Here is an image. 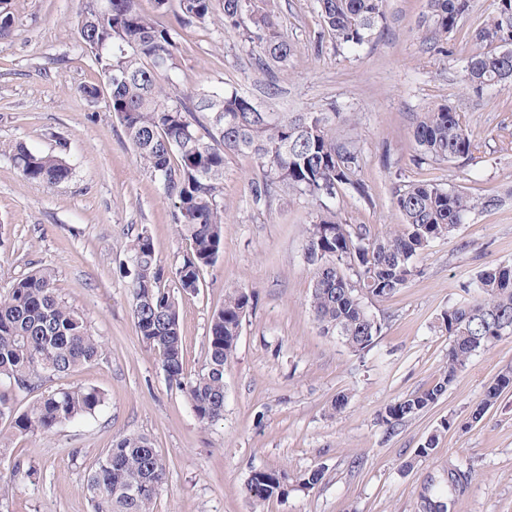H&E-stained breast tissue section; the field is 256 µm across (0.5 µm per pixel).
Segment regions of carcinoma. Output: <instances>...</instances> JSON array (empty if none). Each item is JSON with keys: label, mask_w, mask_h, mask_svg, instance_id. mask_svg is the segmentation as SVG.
Masks as SVG:
<instances>
[{"label": "carcinoma", "mask_w": 512, "mask_h": 512, "mask_svg": "<svg viewBox=\"0 0 512 512\" xmlns=\"http://www.w3.org/2000/svg\"><path fill=\"white\" fill-rule=\"evenodd\" d=\"M325 30L337 48L357 50L386 20V0H316ZM83 0L77 31L83 47L105 79L106 105L122 126L139 164L158 180L173 206V220L189 247L174 268L165 270L153 242L141 230L130 240L132 313L142 342L158 357L168 383L179 390L196 419L213 422L224 414V367L236 350L252 294L233 288L211 318L208 359L198 373H187L175 291L195 294L204 269L215 263L224 243V162L229 154H249L261 180L254 199L267 200L291 191L319 209L310 225L305 258L312 266L309 306L315 321L342 337L355 353L371 349L381 323L367 301L385 300L407 287L419 273L415 258L452 235L476 209L494 210L505 198L474 199L460 186L413 181L396 191L394 207L401 223L387 230L342 222L328 203L349 192L370 201L361 179L363 148L336 130L350 122L343 112H276L236 92L220 89L184 91L177 80L179 32L159 27L138 7V0ZM471 8V0H426L424 25L438 51ZM180 27L213 25L235 36L258 70L268 61L288 66L294 46L269 9L255 0H179ZM14 16L0 0V38L14 31ZM474 51L461 81L480 96L512 86V0H496L494 10L473 32ZM422 160H467L477 148L460 112L439 104L420 113L413 129ZM25 179L46 186L72 174L57 155L22 144L8 152ZM465 298L443 311L440 328L448 333V362L432 386L402 396L378 414L388 430L418 416L447 392L469 359L512 336V261L491 264L463 286ZM101 344L83 317L55 287V273L35 268L0 290V421L14 434L50 432L95 417L106 394L79 386L42 392L24 409L15 392H32L43 379L96 360ZM512 388V371L485 390L471 418ZM447 492L421 496L418 512H451L455 498L472 480L471 470L448 462ZM167 474L166 464L142 434L113 441L98 461L83 491L93 512H154ZM286 470H255L245 493L254 507L288 494Z\"/></svg>", "instance_id": "1"}]
</instances>
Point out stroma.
Segmentation results:
<instances>
[{
	"label": "stroma",
	"mask_w": 512,
	"mask_h": 512,
	"mask_svg": "<svg viewBox=\"0 0 512 512\" xmlns=\"http://www.w3.org/2000/svg\"><path fill=\"white\" fill-rule=\"evenodd\" d=\"M495 0L472 8L433 49L423 25L425 0H387L382 31L358 53L336 49L316 0H274L275 19L294 45L277 80L255 70L235 37L214 27L181 30L179 84L235 91L281 112L354 115L341 134L365 151L361 178L370 201L336 200L343 220L396 224L399 184L431 180L462 186L473 197L512 190V89L476 96L461 75L472 32ZM11 38L0 40V287L33 266L56 274L60 296L86 319L103 345L97 360L47 378L44 389L94 386L108 397L95 418L54 431L14 437L0 461V512H92L83 487L98 458L123 434L146 435L167 464L154 512H252L245 485L253 470L287 469L293 484L264 512H416L430 481L449 460L473 478L454 512H512V389L479 421L471 412L486 388L512 369V336L473 355L442 399L389 431L377 421L395 399L429 387L448 359L440 314L484 266L512 259V200L475 211L454 235L419 256L420 273L402 291L369 308L381 322L374 347L357 354L314 322L305 238L317 209L305 197L279 194L256 202L258 176L248 155L224 163V245L203 271L198 295L180 306L186 369L207 359L208 329L225 293L253 294L236 351L224 369V417L200 423L169 386L155 353L138 335L125 267L134 232L144 230L168 267L186 249L172 206L140 168L121 125L104 102L83 96L103 79L79 43L81 0H9ZM456 106L477 149L454 163L421 161L412 131L424 109ZM64 157L69 180L54 186L24 179L7 151L16 143ZM349 394L339 414L330 406ZM439 433L429 455L416 450ZM41 473L30 482L15 462ZM312 488L299 479L312 470Z\"/></svg>",
	"instance_id": "stroma-1"
}]
</instances>
